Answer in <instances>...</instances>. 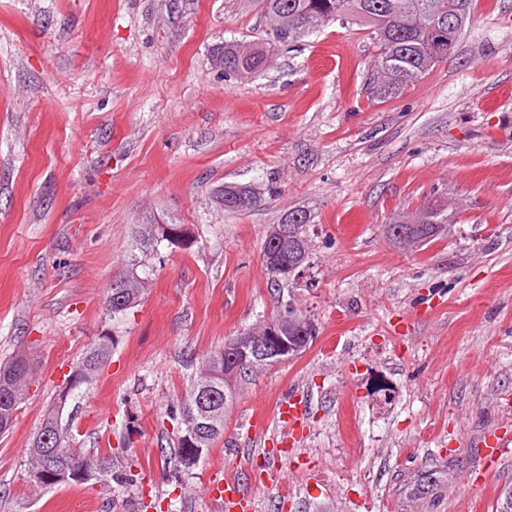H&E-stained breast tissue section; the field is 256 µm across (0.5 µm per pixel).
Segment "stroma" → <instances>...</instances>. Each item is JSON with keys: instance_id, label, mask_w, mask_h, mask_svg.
<instances>
[{"instance_id": "1", "label": "stroma", "mask_w": 512, "mask_h": 512, "mask_svg": "<svg viewBox=\"0 0 512 512\" xmlns=\"http://www.w3.org/2000/svg\"><path fill=\"white\" fill-rule=\"evenodd\" d=\"M470 11L446 60L377 101L359 24L227 82L213 50L263 36L258 0H0V362L32 370L0 434V512H225L206 493L225 477L253 512H496L512 456L488 466L477 443L512 432V0ZM270 180L279 197L249 212L213 200ZM428 203L451 235L411 253L384 234ZM291 209L315 218L292 292L318 334L242 382L223 438L174 474L164 408L272 311L261 248ZM153 224L190 236L141 252ZM135 263L152 270L142 301L113 322L106 290ZM106 332L112 358L62 425L85 452L128 449L142 491L35 488L25 450ZM287 395L294 433L255 423Z\"/></svg>"}]
</instances>
